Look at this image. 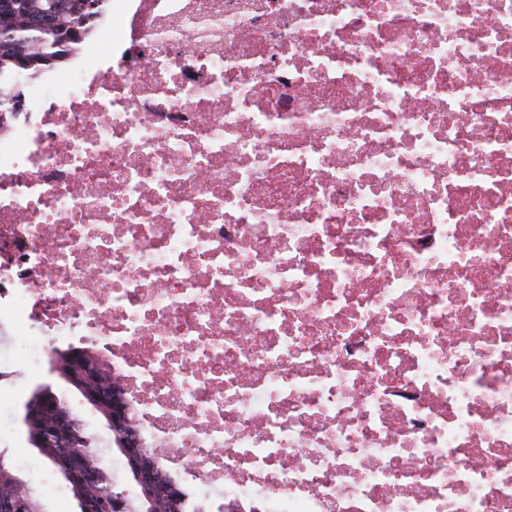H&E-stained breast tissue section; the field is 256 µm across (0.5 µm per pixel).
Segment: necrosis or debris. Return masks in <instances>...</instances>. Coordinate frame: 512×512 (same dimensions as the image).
I'll return each instance as SVG.
<instances>
[{
    "label": "necrosis or debris",
    "mask_w": 512,
    "mask_h": 512,
    "mask_svg": "<svg viewBox=\"0 0 512 512\" xmlns=\"http://www.w3.org/2000/svg\"><path fill=\"white\" fill-rule=\"evenodd\" d=\"M0 131V388L94 357L192 512H512V0H112Z\"/></svg>",
    "instance_id": "1"
}]
</instances>
